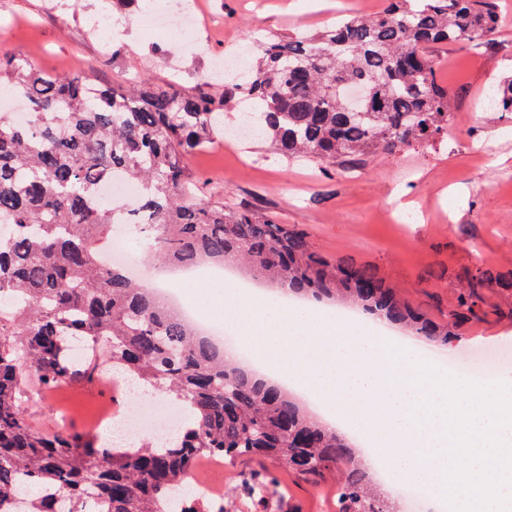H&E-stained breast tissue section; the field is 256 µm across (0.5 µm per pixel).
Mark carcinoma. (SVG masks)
<instances>
[{
    "label": "carcinoma",
    "mask_w": 512,
    "mask_h": 512,
    "mask_svg": "<svg viewBox=\"0 0 512 512\" xmlns=\"http://www.w3.org/2000/svg\"><path fill=\"white\" fill-rule=\"evenodd\" d=\"M495 0H388L367 17L324 31L265 38L248 83L224 95L137 80L100 86L83 71L51 75L23 54L0 51V90L25 95L26 124L0 112V512H232L186 492L205 456L258 458L241 494L269 512L274 471L317 485L337 478L334 512H395L343 436L326 429L287 390L224 361L178 311L120 266L101 263L117 207L95 205L115 171L139 187L160 266L232 264L297 296L353 306L448 345L486 315L485 291L512 290L477 257L439 323L368 264L314 249L306 231L249 206L224 207L198 190L185 156L224 134V108L249 97L254 137L272 154L358 168L377 153L429 145L448 131V90L429 49L478 47L495 33ZM491 112H512V78L490 92ZM82 340L92 354L71 359ZM139 383L175 395L185 424L141 447H98L95 438L43 433L22 406L32 384L49 391L94 383L100 359Z\"/></svg>",
    "instance_id": "obj_1"
}]
</instances>
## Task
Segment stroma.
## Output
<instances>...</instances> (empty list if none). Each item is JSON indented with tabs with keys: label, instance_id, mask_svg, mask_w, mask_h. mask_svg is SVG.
<instances>
[{
	"label": "stroma",
	"instance_id": "stroma-1",
	"mask_svg": "<svg viewBox=\"0 0 512 512\" xmlns=\"http://www.w3.org/2000/svg\"><path fill=\"white\" fill-rule=\"evenodd\" d=\"M57 0H9L0 12V50H15L38 68L57 74L82 70L114 86L136 78L152 83L174 78L186 91L208 88L216 56L242 54L253 66L260 42L271 32L316 31L340 16H357L364 4L387 0H197L198 26L187 33L151 36L145 0L114 7L123 24L93 31L104 0L58 8ZM500 25L487 48L457 45L431 49L440 83L453 112L448 132L415 150L378 153L355 172L323 173L308 161L267 156L246 140L227 146L217 138L187 159L201 185L219 188L225 206L247 205L273 212L281 223L304 228L314 248L373 266L402 295L435 320L448 318V297L473 255L512 270V115L490 112L486 96L512 75V0H498ZM417 218L389 224L384 211L402 187ZM444 279H435V271ZM488 314L463 325L444 349L449 372L456 359L493 357L500 382H512V293L492 290ZM131 392L104 384H70L52 392L32 390L25 403L30 423L51 432L88 431L100 407L128 408ZM287 506L295 512H331L335 487L297 484L286 472Z\"/></svg>",
	"mask_w": 512,
	"mask_h": 512
}]
</instances>
